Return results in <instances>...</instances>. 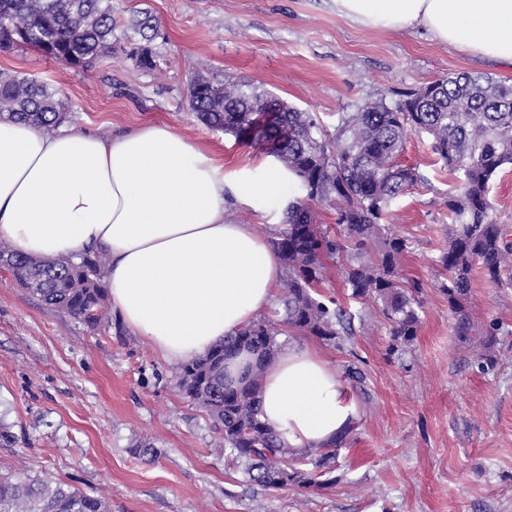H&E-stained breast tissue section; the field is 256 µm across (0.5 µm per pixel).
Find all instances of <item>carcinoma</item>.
<instances>
[{
	"label": "carcinoma",
	"instance_id": "carcinoma-1",
	"mask_svg": "<svg viewBox=\"0 0 512 512\" xmlns=\"http://www.w3.org/2000/svg\"><path fill=\"white\" fill-rule=\"evenodd\" d=\"M117 24L112 0H0V48L27 46L63 66L89 68L112 52ZM130 58L143 70L156 69L150 47L155 31L148 12L133 16ZM189 110L216 131L248 139L275 157L291 176L298 196L288 202L286 220L273 241L284 270L283 317L258 319L204 356L182 366L178 385L204 409L215 438L241 468L246 482L265 490L328 485L342 441L294 451L261 419L264 361L279 349L276 337L290 330L337 348L351 334L355 315L320 291L326 259L343 266L354 300L379 307L390 327V349L415 340L421 323V285L401 274L408 239L388 231L392 205L421 180L399 155L408 134L425 133L433 153L461 174L448 193L446 243L437 257L444 275L440 291L454 314V335L470 340L467 312L472 276L480 269L496 285H512V241L505 225L490 217L489 184L512 165V84L482 74L461 73L396 93V99L366 101L324 129L312 112L301 111L245 83L193 78ZM60 90L19 73L0 72V117L32 123L53 135L68 118ZM336 208L332 233L314 204ZM102 251L79 260L21 255L0 241V267L44 304L98 328L108 319ZM501 327L492 322L480 338L485 350L478 368L487 372ZM246 350L258 357L245 380H224V360ZM0 512H110L102 498L52 480L0 475Z\"/></svg>",
	"mask_w": 512,
	"mask_h": 512
}]
</instances>
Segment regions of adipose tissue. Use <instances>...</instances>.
I'll return each mask as SVG.
<instances>
[{
	"instance_id": "adipose-tissue-1",
	"label": "adipose tissue",
	"mask_w": 512,
	"mask_h": 512,
	"mask_svg": "<svg viewBox=\"0 0 512 512\" xmlns=\"http://www.w3.org/2000/svg\"><path fill=\"white\" fill-rule=\"evenodd\" d=\"M374 30L421 29L512 65V0H330ZM289 175L224 168L165 125L103 138L0 119V239L25 255L111 258L105 283L126 327L166 361L188 363L256 321L282 267L241 209L265 218ZM262 418L299 451L345 436L358 404L316 351L282 347L265 368Z\"/></svg>"
}]
</instances>
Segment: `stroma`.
<instances>
[{"instance_id": "stroma-1", "label": "stroma", "mask_w": 512, "mask_h": 512, "mask_svg": "<svg viewBox=\"0 0 512 512\" xmlns=\"http://www.w3.org/2000/svg\"><path fill=\"white\" fill-rule=\"evenodd\" d=\"M118 27L138 11L155 19L157 67H136L114 49L91 68H64L37 50H0V71L59 88L71 127L108 137L166 125L208 145L225 168H258L268 153L211 130L188 108L196 75L247 81L335 129L365 101L457 73L512 83V65L432 41L426 32L356 27L329 0H112ZM422 176L392 207L389 231L408 239L405 277L420 282L418 335L390 351V327L369 302L343 348L316 345L345 374L359 421L336 456L327 487L307 493L246 483L215 439L203 409L176 385L180 367L131 331L89 330L51 308L0 269V474L51 479L104 497L112 512H512V288L472 276L474 334L502 333L497 365L477 367L481 347L454 334L439 286L445 202L457 177L437 163L427 135L401 153ZM153 452H140L141 442Z\"/></svg>"}]
</instances>
